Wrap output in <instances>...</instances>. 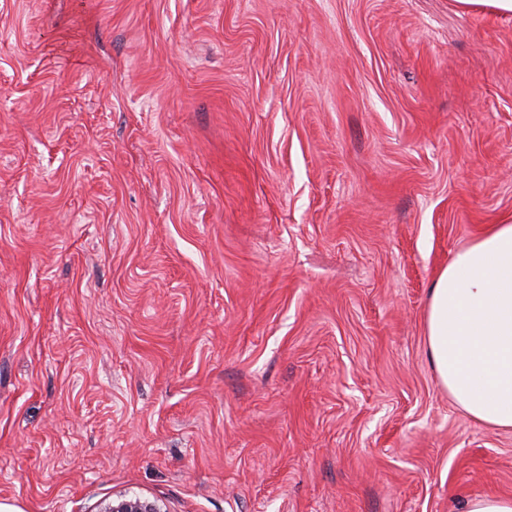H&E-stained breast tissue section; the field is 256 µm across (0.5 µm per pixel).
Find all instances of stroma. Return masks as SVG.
Returning a JSON list of instances; mask_svg holds the SVG:
<instances>
[{
	"instance_id": "stroma-1",
	"label": "stroma",
	"mask_w": 512,
	"mask_h": 512,
	"mask_svg": "<svg viewBox=\"0 0 512 512\" xmlns=\"http://www.w3.org/2000/svg\"><path fill=\"white\" fill-rule=\"evenodd\" d=\"M495 224L512 14L0 0V503L512 496V431L440 387L425 332Z\"/></svg>"
}]
</instances>
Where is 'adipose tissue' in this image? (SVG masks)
Returning a JSON list of instances; mask_svg holds the SVG:
<instances>
[{
	"label": "adipose tissue",
	"instance_id": "ef3b65f1",
	"mask_svg": "<svg viewBox=\"0 0 512 512\" xmlns=\"http://www.w3.org/2000/svg\"><path fill=\"white\" fill-rule=\"evenodd\" d=\"M426 340L442 389L475 420L512 429V224L485 231L438 273Z\"/></svg>",
	"mask_w": 512,
	"mask_h": 512
}]
</instances>
